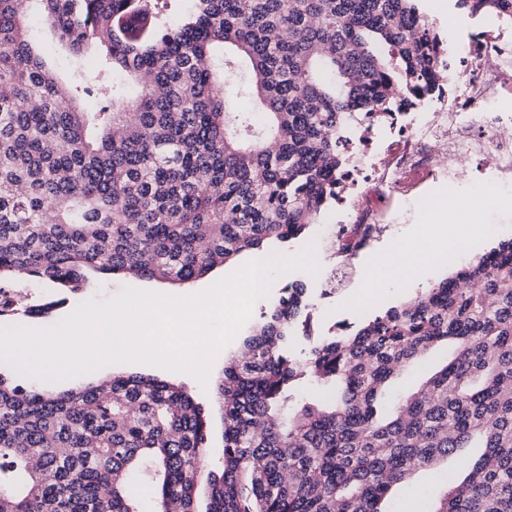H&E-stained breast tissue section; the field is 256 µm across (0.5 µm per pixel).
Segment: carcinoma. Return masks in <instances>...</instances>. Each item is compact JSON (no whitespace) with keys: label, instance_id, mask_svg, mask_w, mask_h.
<instances>
[{"label":"carcinoma","instance_id":"cac0c4a2","mask_svg":"<svg viewBox=\"0 0 512 512\" xmlns=\"http://www.w3.org/2000/svg\"><path fill=\"white\" fill-rule=\"evenodd\" d=\"M152 2L0 0V316L19 270L63 293L116 274L183 285L302 235L336 199L356 113L412 107L448 78L416 0H195L178 23ZM457 2L512 21V0ZM31 7L137 94L61 80L33 51ZM313 311L286 284L225 361L217 453L181 384L114 373L42 391L0 366V512H141L134 475L155 512H386L393 487L467 447L484 452L434 512H512V240L358 325L323 335ZM443 341L450 361L384 414V385ZM313 382L337 397L298 403Z\"/></svg>","mask_w":512,"mask_h":512}]
</instances>
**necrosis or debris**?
I'll list each match as a JSON object with an SVG mask.
<instances>
[{"mask_svg": "<svg viewBox=\"0 0 512 512\" xmlns=\"http://www.w3.org/2000/svg\"><path fill=\"white\" fill-rule=\"evenodd\" d=\"M463 70L450 74V89L414 107L384 115L361 113L346 141L348 161L336 175V206L324 257L325 285L344 288L352 261L388 230L384 204L397 199L403 208H422L431 180L467 184L485 193L478 179L463 180L459 161L475 155L493 175L500 193L512 192V28L487 20L468 43L454 44ZM487 111H478V104Z\"/></svg>", "mask_w": 512, "mask_h": 512, "instance_id": "1", "label": "necrosis or debris"}]
</instances>
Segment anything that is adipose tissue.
I'll return each mask as SVG.
<instances>
[{"mask_svg": "<svg viewBox=\"0 0 512 512\" xmlns=\"http://www.w3.org/2000/svg\"><path fill=\"white\" fill-rule=\"evenodd\" d=\"M447 209V201H439L436 205L438 222L420 226L418 233L427 241V248L408 251L395 245L384 253L380 263L392 277L401 279L418 275L431 260L447 252L448 230L440 220Z\"/></svg>", "mask_w": 512, "mask_h": 512, "instance_id": "obj_1", "label": "adipose tissue"}]
</instances>
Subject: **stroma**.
<instances>
[{"label": "stroma", "instance_id": "stroma-1", "mask_svg": "<svg viewBox=\"0 0 512 512\" xmlns=\"http://www.w3.org/2000/svg\"><path fill=\"white\" fill-rule=\"evenodd\" d=\"M417 5L444 42L459 40L477 30L478 17L468 15L466 10L457 9L455 0H418ZM427 191L431 197L443 198L449 202L447 225L453 246L446 256L426 266L417 278L402 280L374 292L369 289L366 275L368 271L373 270L375 259L380 252L394 244L410 249L425 245L424 240L417 236L416 230L418 226L429 223L430 211L418 210L403 213L400 212L397 202L391 201L387 204L391 229L382 239L361 252L356 258V274L349 288L326 297L322 294L321 277H313L304 272L282 275L274 283L269 298L256 304L252 316L253 322H260L262 313L268 311L273 300L278 299L286 283L299 280L307 288L308 295L315 306V319L321 328H328L335 323H353L357 320L355 310L361 304H369L370 315L383 313L388 308L405 304L426 288L432 287L468 264L466 248L478 234L480 225L495 224L499 227L498 232L486 240V248L496 247L499 242L512 239V197L490 193L485 198L470 200L460 191L449 190L447 182L444 181L429 183ZM131 284L134 283L126 277H104L94 281L90 288L70 295L62 307L48 316L31 317L20 311L1 317L0 325L49 326L58 322L78 304L92 298L98 300L109 298ZM451 357V349L442 344L419 359L415 365L402 370L383 396L385 409L393 410L404 395L421 386ZM122 370L126 373L152 375L187 386L197 402L211 409L212 446L216 449L221 448L223 426L219 412L214 409L213 393L203 392L198 383L185 374L132 364L123 365ZM477 456V449L466 448L458 456L450 458L448 462L418 472L410 482L391 491L385 503L387 512H434L440 493L449 484L461 482L469 462Z\"/></svg>", "mask_w": 512, "mask_h": 512}]
</instances>
